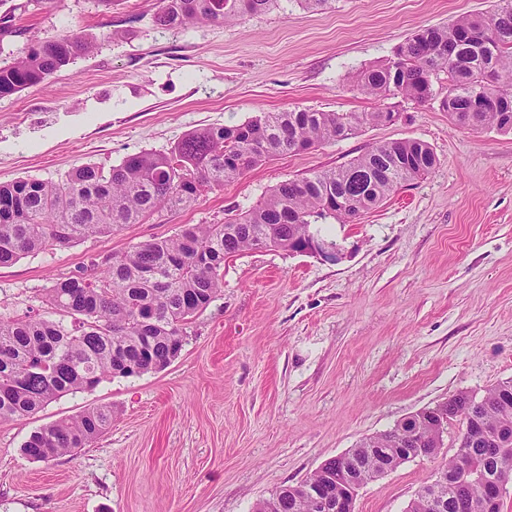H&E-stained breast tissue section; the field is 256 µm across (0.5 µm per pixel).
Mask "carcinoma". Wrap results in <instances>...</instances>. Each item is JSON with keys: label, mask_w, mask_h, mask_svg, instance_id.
I'll return each instance as SVG.
<instances>
[{"label": "carcinoma", "mask_w": 512, "mask_h": 512, "mask_svg": "<svg viewBox=\"0 0 512 512\" xmlns=\"http://www.w3.org/2000/svg\"><path fill=\"white\" fill-rule=\"evenodd\" d=\"M279 0H160L165 27L235 24ZM15 16L0 14V43L20 36ZM98 47L92 34L36 39L25 54L0 61V97L43 83ZM446 84L445 95L435 85ZM362 94L381 101L401 96L439 103L453 125L512 133V0L485 15H466L423 27L385 62L353 78ZM373 112L311 108L263 112L235 125L186 134L167 152L141 151L119 164L88 163L56 182L17 178L0 182V267L51 246L109 236L161 208L190 207L204 192L224 186L277 153L304 152L347 139L381 123ZM438 164L429 145L414 139L376 144L350 162L274 187L257 206L213 224H186L175 236L137 244L94 259L45 289L43 311L0 313V419L20 420L68 393L91 390L112 377L159 370L182 350L194 317L224 288L225 256L254 249L258 238L288 251L328 220L352 223L401 184ZM448 423L477 429L466 459L454 456L450 473L472 470L466 481L440 485L436 494L479 503L488 478L512 474V380L481 398L461 392L444 404ZM112 425V409L94 407L33 432L21 451L51 461L88 446ZM445 429L424 408L351 450L344 467L358 481L373 479L378 455L400 436L407 448H439ZM278 512H312L309 499L273 492Z\"/></svg>", "instance_id": "carcinoma-1"}]
</instances>
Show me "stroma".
Instances as JSON below:
<instances>
[{"instance_id":"obj_1","label":"stroma","mask_w":512,"mask_h":512,"mask_svg":"<svg viewBox=\"0 0 512 512\" xmlns=\"http://www.w3.org/2000/svg\"><path fill=\"white\" fill-rule=\"evenodd\" d=\"M156 3L46 0L18 13L24 35L1 43L12 55L34 36L102 41L44 83L0 97V182L56 181L263 112L373 111L353 74L414 31L495 0H331L315 12L281 0L237 25L189 28L157 25ZM387 104L400 114L394 124L279 154L194 206L0 267V312L21 314L95 256L223 221L280 182L375 144L417 139L438 157L355 222L323 225L337 261L274 249L227 258L220 296L167 367L0 420V512H252L397 421L512 380V134L456 127L436 105ZM96 406L111 408L112 425L89 446L50 462L22 454L37 428ZM458 446L448 432L437 456L366 484L356 512H405Z\"/></svg>"}]
</instances>
